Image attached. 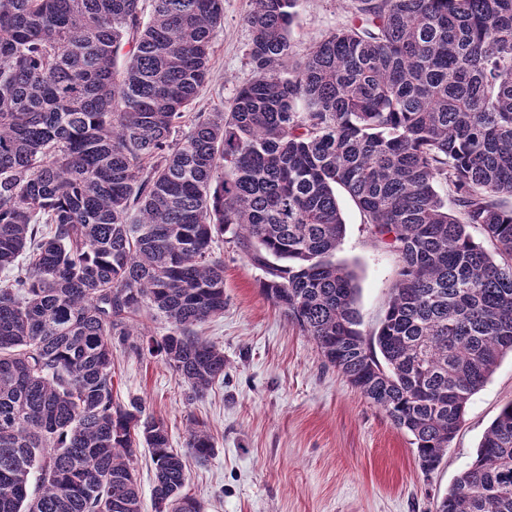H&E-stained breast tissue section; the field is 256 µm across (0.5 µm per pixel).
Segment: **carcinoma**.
<instances>
[{"label":"carcinoma","instance_id":"cac0c4a2","mask_svg":"<svg viewBox=\"0 0 512 512\" xmlns=\"http://www.w3.org/2000/svg\"><path fill=\"white\" fill-rule=\"evenodd\" d=\"M0 0V512H201L183 493L205 426L115 401L112 345L197 396L224 352L230 234L324 362L441 464L470 397L512 353V0H353L301 62L299 0H251L256 78L175 128L210 76L223 0ZM451 190V196L441 193ZM344 191L399 257L378 329L336 264ZM490 242L488 252L469 232ZM157 311V340L137 326ZM437 512H512V401ZM135 467L137 469L138 482L141 489L143 512H154L151 500V491L154 482V467L146 449L139 448Z\"/></svg>","mask_w":512,"mask_h":512}]
</instances>
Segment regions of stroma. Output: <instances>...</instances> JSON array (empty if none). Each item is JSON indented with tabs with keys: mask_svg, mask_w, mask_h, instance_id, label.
<instances>
[{
	"mask_svg": "<svg viewBox=\"0 0 512 512\" xmlns=\"http://www.w3.org/2000/svg\"><path fill=\"white\" fill-rule=\"evenodd\" d=\"M250 0H224L209 80L190 115L229 110L256 68L246 18ZM352 18L351 0H300L290 43L303 57ZM346 235L336 260L353 272L364 333L382 316L399 269L374 244L348 195H340ZM224 253V313L199 329L224 351V380L192 396L160 359L112 350L113 395L143 399L163 417L172 447L184 449L190 423H203L216 452L192 464L184 492L202 512H436L440 498L474 458L502 406L512 401V354L474 393L440 466L421 469L411 437L326 366L315 345L260 288L263 271L230 240Z\"/></svg>",
	"mask_w": 512,
	"mask_h": 512,
	"instance_id": "35a3bbf8",
	"label": "stroma"
}]
</instances>
